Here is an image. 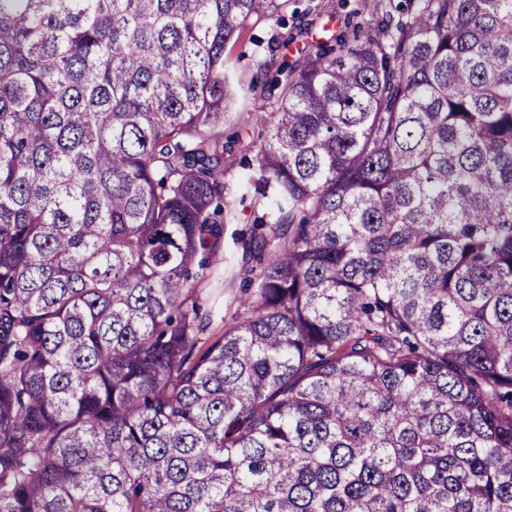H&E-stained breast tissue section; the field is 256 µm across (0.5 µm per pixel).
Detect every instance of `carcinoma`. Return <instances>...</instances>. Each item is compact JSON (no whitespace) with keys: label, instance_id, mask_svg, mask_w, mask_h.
<instances>
[{"label":"carcinoma","instance_id":"1","mask_svg":"<svg viewBox=\"0 0 512 512\" xmlns=\"http://www.w3.org/2000/svg\"><path fill=\"white\" fill-rule=\"evenodd\" d=\"M290 5L0 0V512H512V0L270 39L208 332L224 49ZM243 193L245 198L240 202ZM231 200L234 201L232 217L224 224V260L212 272L207 269L202 274L200 270L195 280L196 288L211 293L214 305L226 317L236 310L240 300L244 301L247 294L257 288L252 276L242 268L243 243L251 236L255 216L267 212V200L253 192H239Z\"/></svg>","mask_w":512,"mask_h":512}]
</instances>
